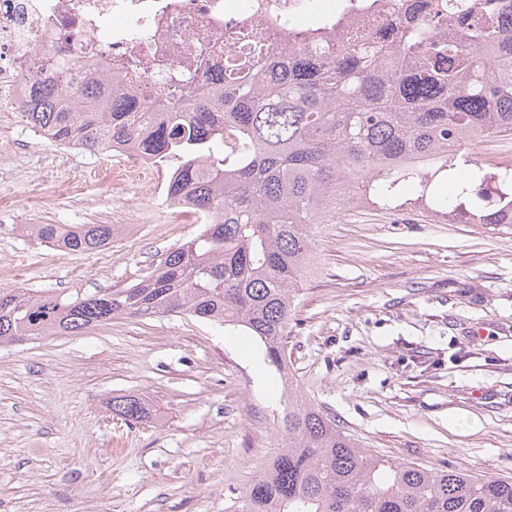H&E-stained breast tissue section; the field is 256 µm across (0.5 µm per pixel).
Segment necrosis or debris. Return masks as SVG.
<instances>
[{
    "instance_id": "necrosis-or-debris-1",
    "label": "necrosis or debris",
    "mask_w": 512,
    "mask_h": 512,
    "mask_svg": "<svg viewBox=\"0 0 512 512\" xmlns=\"http://www.w3.org/2000/svg\"><path fill=\"white\" fill-rule=\"evenodd\" d=\"M309 0H0V112L15 111L26 78L45 57L68 58L72 83L96 73L136 81L143 98L182 96L170 69L223 65L224 55L256 40L279 53L290 24L308 16ZM116 184L136 183L149 194L166 192L164 166L121 151Z\"/></svg>"
}]
</instances>
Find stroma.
Masks as SVG:
<instances>
[{
	"mask_svg": "<svg viewBox=\"0 0 512 512\" xmlns=\"http://www.w3.org/2000/svg\"><path fill=\"white\" fill-rule=\"evenodd\" d=\"M496 152L512 137L468 148L437 197ZM117 163L0 112V288L129 285L200 232L112 186ZM28 224L122 231L80 255ZM314 257L288 326L300 394L369 452L512 482V232L345 207ZM118 394L146 417L112 414ZM285 399L258 342L185 315L0 347V512H230L284 444Z\"/></svg>",
	"mask_w": 512,
	"mask_h": 512,
	"instance_id": "obj_1",
	"label": "stroma"
}]
</instances>
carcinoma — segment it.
Listing matches in <instances>:
<instances>
[{
	"instance_id": "obj_1",
	"label": "carcinoma",
	"mask_w": 512,
	"mask_h": 512,
	"mask_svg": "<svg viewBox=\"0 0 512 512\" xmlns=\"http://www.w3.org/2000/svg\"><path fill=\"white\" fill-rule=\"evenodd\" d=\"M291 38L274 59L256 49L197 93L147 102L134 88L107 97L93 75L73 86L70 61H41L44 78L20 101L28 124L93 151L127 146L177 166L169 192L207 219L148 276L94 292L0 288V346L79 335L117 318L191 315L254 337L288 391L285 444L234 512H512V482L424 468L359 447L298 391L285 340L298 284L314 260L316 225L347 201L397 207L400 190L450 224L512 229V176L474 166L442 212L434 188L452 156L512 133V0H405L360 37ZM26 233L74 254L112 243V224H28ZM112 413L146 415L132 395Z\"/></svg>"
}]
</instances>
